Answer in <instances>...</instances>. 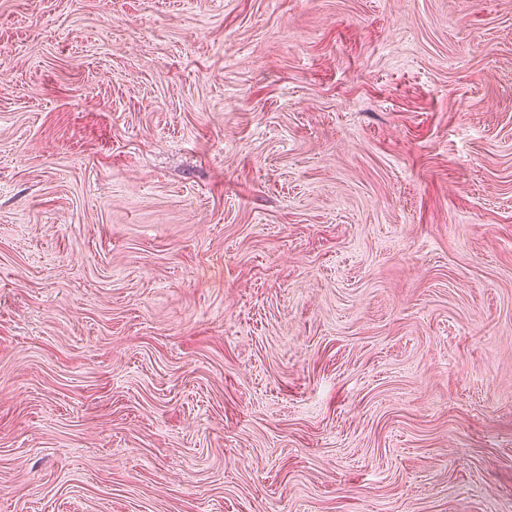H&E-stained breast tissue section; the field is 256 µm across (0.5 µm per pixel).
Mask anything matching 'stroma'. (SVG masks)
I'll return each instance as SVG.
<instances>
[{
    "label": "stroma",
    "instance_id": "35a3bbf8",
    "mask_svg": "<svg viewBox=\"0 0 512 512\" xmlns=\"http://www.w3.org/2000/svg\"><path fill=\"white\" fill-rule=\"evenodd\" d=\"M0 512H512V0H0Z\"/></svg>",
    "mask_w": 512,
    "mask_h": 512
}]
</instances>
